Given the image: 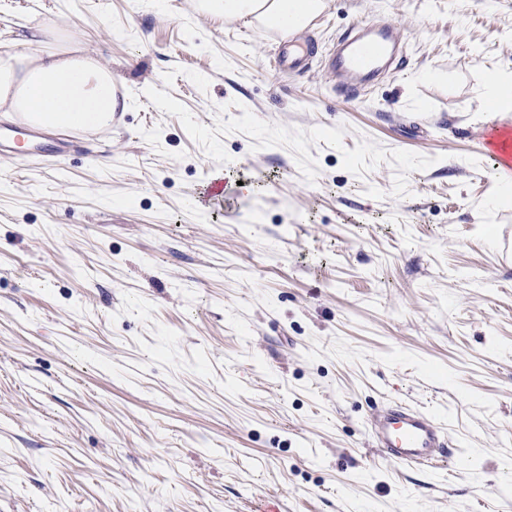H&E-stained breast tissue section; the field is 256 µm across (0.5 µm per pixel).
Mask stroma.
Here are the masks:
<instances>
[{
  "mask_svg": "<svg viewBox=\"0 0 512 512\" xmlns=\"http://www.w3.org/2000/svg\"><path fill=\"white\" fill-rule=\"evenodd\" d=\"M364 17L403 69L346 93L194 0H0V52L77 45L121 100L0 165V512H512V195L475 109L512 0H328L299 36ZM394 402L447 466L380 456ZM368 431L382 456L394 464L433 465L448 455V436L438 418L406 403L376 410Z\"/></svg>",
  "mask_w": 512,
  "mask_h": 512,
  "instance_id": "stroma-1",
  "label": "stroma"
}]
</instances>
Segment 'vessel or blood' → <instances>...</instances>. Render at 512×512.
Returning a JSON list of instances; mask_svg holds the SVG:
<instances>
[{
  "instance_id": "obj_1",
  "label": "vessel or blood",
  "mask_w": 512,
  "mask_h": 512,
  "mask_svg": "<svg viewBox=\"0 0 512 512\" xmlns=\"http://www.w3.org/2000/svg\"><path fill=\"white\" fill-rule=\"evenodd\" d=\"M400 40L394 28H379L363 21L352 35L342 40L340 50L330 51L325 61L333 76L359 85L373 84L394 63ZM314 48L295 43H279L276 62L280 69L292 72L304 68ZM30 126L18 120L0 134V161H32L37 151L62 157L70 153L76 139L61 140L35 147ZM485 149L494 161L495 172L512 171V131L491 132ZM368 431L382 456L402 465H431L446 458L448 437L438 418L405 403L376 410L369 418Z\"/></svg>"
}]
</instances>
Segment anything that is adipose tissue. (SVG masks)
Listing matches in <instances>:
<instances>
[{
  "mask_svg": "<svg viewBox=\"0 0 512 512\" xmlns=\"http://www.w3.org/2000/svg\"><path fill=\"white\" fill-rule=\"evenodd\" d=\"M325 7L324 0H197L201 13L244 19L262 29L275 24L300 30ZM0 105L34 125L96 129L108 126L116 108L111 70L79 52L69 55L0 53Z\"/></svg>",
  "mask_w": 512,
  "mask_h": 512,
  "instance_id": "adipose-tissue-1",
  "label": "adipose tissue"
}]
</instances>
